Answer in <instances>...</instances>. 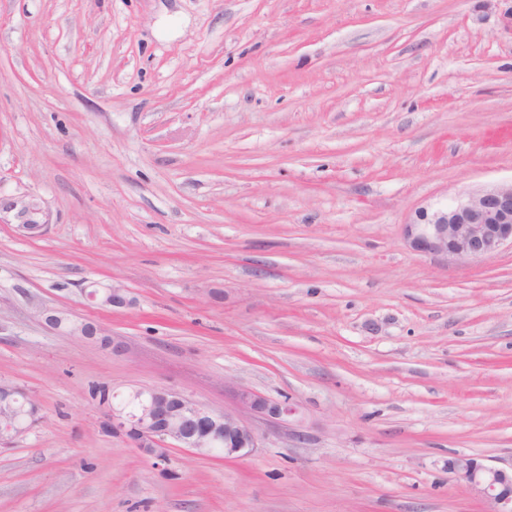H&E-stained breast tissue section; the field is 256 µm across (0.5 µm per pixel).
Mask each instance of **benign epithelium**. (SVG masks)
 Returning a JSON list of instances; mask_svg holds the SVG:
<instances>
[{
    "label": "benign epithelium",
    "instance_id": "obj_1",
    "mask_svg": "<svg viewBox=\"0 0 512 512\" xmlns=\"http://www.w3.org/2000/svg\"><path fill=\"white\" fill-rule=\"evenodd\" d=\"M409 247L449 262L480 261L497 255L504 247L512 248V183L496 185L459 198L446 208L432 212L421 210L417 220L404 225ZM89 299L110 309L134 305V297L125 288L113 284L82 289ZM34 313L49 328L72 336L97 339L100 327L73 316L63 307L35 306ZM240 411L217 413L183 394L165 387L134 388L138 409L131 414L119 405L102 403L103 429L122 436L131 447L153 460L158 467L169 462L171 447L188 448L209 457L213 445L224 440V457L237 458L258 448V435L248 423L251 415L274 421L299 413L291 399H272L249 388L234 389ZM29 417L3 418L0 444L6 445L25 435L39 422V405L25 395ZM448 471L455 481L476 495L493 503V512H512V464L490 466L468 456L448 461Z\"/></svg>",
    "mask_w": 512,
    "mask_h": 512
}]
</instances>
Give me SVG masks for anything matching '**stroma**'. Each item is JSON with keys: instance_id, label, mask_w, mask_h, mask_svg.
<instances>
[{"instance_id": "35a3bbf8", "label": "stroma", "mask_w": 512, "mask_h": 512, "mask_svg": "<svg viewBox=\"0 0 512 512\" xmlns=\"http://www.w3.org/2000/svg\"><path fill=\"white\" fill-rule=\"evenodd\" d=\"M511 181L512 0H0V383L42 416L0 512H490L448 461L512 465V248L403 226ZM228 382L299 413L164 470L90 395ZM96 285H91L82 289V293L89 299L96 301L100 306L110 309L126 308L134 305V297L125 288L115 286L113 284L106 285L102 288H93ZM34 313L36 317L40 318L53 330L94 340H97V336H102L101 327L92 322L76 318L64 307L37 305L35 306Z\"/></svg>"}]
</instances>
